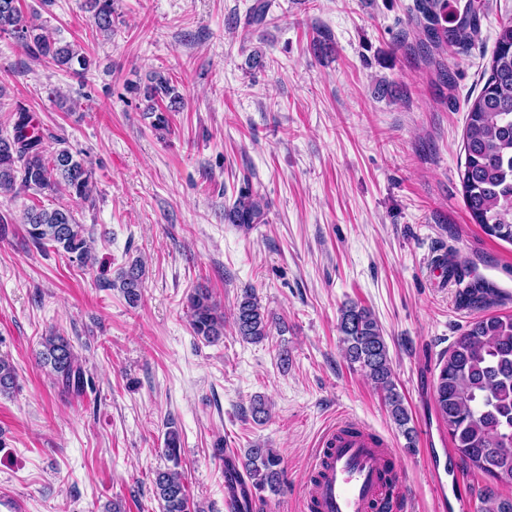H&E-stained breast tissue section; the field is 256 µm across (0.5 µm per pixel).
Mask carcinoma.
<instances>
[{"label":"carcinoma","instance_id":"carcinoma-1","mask_svg":"<svg viewBox=\"0 0 512 512\" xmlns=\"http://www.w3.org/2000/svg\"><path fill=\"white\" fill-rule=\"evenodd\" d=\"M93 12L96 28L112 34V0H85ZM422 27L429 42L441 51L465 43L476 32V11L470 3L465 15L448 25V0H417ZM0 33L16 38L35 61L64 71L87 73L89 61L71 44L64 43L27 25L17 0H0ZM175 91L171 80L153 77L144 97L153 100ZM13 134L0 137V196L34 191L55 194L63 189L90 199L95 171L54 139L51 148L34 122L32 114L17 106L13 113ZM465 152L462 189L473 223L483 232L512 245V21L499 26L489 74L480 93L469 103L463 136ZM233 221L248 229L263 223L264 206L250 193H240L232 207ZM27 239L38 248L55 251L78 262L90 263L85 225L62 207L28 208L22 218ZM142 269L132 264L117 279L105 282L118 288L129 303L141 296ZM190 326L195 335L215 342L224 335V313L206 290L188 298ZM234 327L244 341L259 343L270 335L265 311L251 292H245L234 312ZM339 330L346 358L359 366L367 381L382 392L393 423L415 447L410 416L393 380L388 348L377 320L370 310L350 306L341 312ZM39 352L66 393L84 391L85 373L70 342L50 335ZM17 372L0 358V396L13 392ZM436 412L464 467L479 471L486 480L479 490L481 512H512V497L502 498L498 484L512 486V314H483L469 321L448 350L435 386ZM180 435L169 429L164 454L180 466ZM281 459L272 448H249L241 465L259 488L276 490L281 477ZM155 494L162 512H203L189 506L187 489L177 471H162L155 477Z\"/></svg>","mask_w":512,"mask_h":512}]
</instances>
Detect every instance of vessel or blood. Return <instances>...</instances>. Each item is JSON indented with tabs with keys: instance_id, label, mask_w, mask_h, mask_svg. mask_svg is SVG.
Segmentation results:
<instances>
[{
	"instance_id": "b4317fda",
	"label": "vessel or blood",
	"mask_w": 512,
	"mask_h": 512,
	"mask_svg": "<svg viewBox=\"0 0 512 512\" xmlns=\"http://www.w3.org/2000/svg\"><path fill=\"white\" fill-rule=\"evenodd\" d=\"M348 427L347 420H338L324 436L305 490L307 512H377L383 500L396 495V486L385 481V466L395 461V449L376 442L367 428L352 433ZM253 496L238 465L226 467V507Z\"/></svg>"
}]
</instances>
